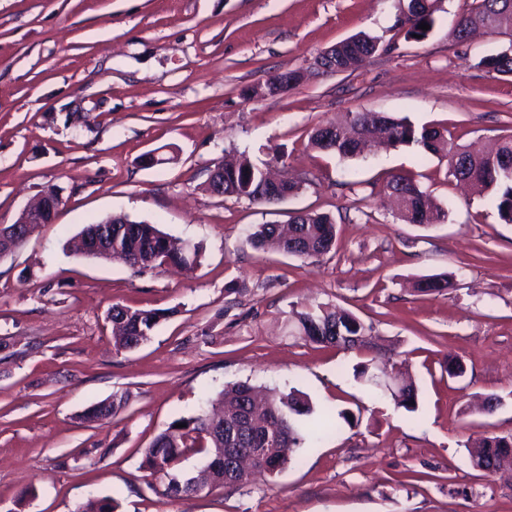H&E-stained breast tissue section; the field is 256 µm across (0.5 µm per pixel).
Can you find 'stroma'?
I'll use <instances>...</instances> for the list:
<instances>
[{"label": "stroma", "mask_w": 512, "mask_h": 512, "mask_svg": "<svg viewBox=\"0 0 512 512\" xmlns=\"http://www.w3.org/2000/svg\"><path fill=\"white\" fill-rule=\"evenodd\" d=\"M473 0H437L422 41L405 39L397 0H0V224L43 188L53 223L0 259V512H76L112 496L120 512H512V479L488 481L466 444L512 434V224L489 195L457 186L447 159L390 147L341 162L310 131L381 112L488 150L512 135V75L477 68L510 34L458 42ZM359 32L378 51L322 71ZM299 74L286 93L244 89ZM158 165L141 162L146 154ZM274 161L299 192L272 207L206 190L225 155ZM448 213L401 221L380 189L397 172ZM329 215L316 261L253 250L255 225ZM116 213L200 244L193 272H133L75 257L66 241ZM447 275L439 294L416 291ZM167 311L150 341L115 351L113 304ZM304 304L340 307L400 343L415 412L353 376L362 356L293 336ZM465 365L448 377L446 359ZM297 388L336 427L274 476L171 499L140 464L154 437L227 384ZM127 392L105 423L92 404ZM498 405L486 412L484 400Z\"/></svg>", "instance_id": "obj_1"}]
</instances>
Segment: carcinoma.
I'll return each instance as SVG.
<instances>
[{
	"label": "carcinoma",
	"instance_id": "carcinoma-1",
	"mask_svg": "<svg viewBox=\"0 0 512 512\" xmlns=\"http://www.w3.org/2000/svg\"><path fill=\"white\" fill-rule=\"evenodd\" d=\"M476 5L461 14L455 27L457 40L465 42L476 28L491 33L512 31V0H475ZM412 0H398L399 12L406 19L399 22L405 38L413 39L417 34L426 37L428 31L419 28L424 23L434 24V11L421 4L411 7ZM378 50V40L365 33L356 34L336 45L331 52L336 54L338 71L355 69ZM512 46L496 54L484 56L476 67L497 74L512 72ZM334 146L332 153L339 160L348 161L367 150L384 145L414 147L425 153L448 158V175L458 181L468 182L478 192L493 190L495 206L500 219L512 224V137L504 139L495 153V177L487 178L485 165L490 156L474 154L448 140L443 132L427 127H417L406 118H394L379 114L373 118L368 112H353L345 125L329 122L316 127L310 137L311 147L325 149L326 141ZM300 185L283 182L271 192L263 177L262 168L243 156L234 164L224 165L225 197L247 199L262 205H277L297 193ZM391 196L401 195L405 207L398 217L420 226L444 224L448 212L436 205L422 191L415 180L407 174H393L383 187ZM336 238V225L325 215L308 211H295L286 224H259L247 237V243L258 251L285 253L301 259H317L332 249ZM202 249L199 244L181 242L169 238L154 224L131 219L126 214L112 216V238L108 250L95 255L102 260L114 259L132 269L143 271L163 266H174L187 272L194 270L200 262ZM448 287V279L432 275L419 280L417 290L421 293L440 292ZM166 312L155 309H138L112 305L108 320L112 324V343L116 351H128L146 342ZM294 332L304 340L316 344L332 345L354 350L370 356L354 368V379L371 388L372 368L376 358L382 354L392 360L399 356L393 347L381 352L375 342L373 326L365 323L351 312L341 308L334 310L322 305H306L292 312ZM256 388L247 381L224 387L213 403V409L200 408L190 416L177 418L161 431L145 451L142 466L157 470L155 480L164 487L170 498H182L200 494V488L212 487L239 489L248 480L238 473L226 448H261L269 429L278 435L277 455L267 461L257 460V465H266L267 471L275 474L285 468L309 444L327 434L332 420L323 416L315 422L308 418L315 413L314 406L299 389L270 388L266 391V410L255 415L249 401ZM393 404L409 412L418 407V389L412 378L405 380L400 395L390 394ZM185 427L178 428L176 424ZM465 449L475 466L484 471L487 478H495L503 472L512 473V435H487ZM206 452L209 455L205 470L195 476L197 486L183 483L188 471L176 468L178 460L186 453ZM119 502L109 496L89 500L77 512H118Z\"/></svg>",
	"mask_w": 512,
	"mask_h": 512
}]
</instances>
